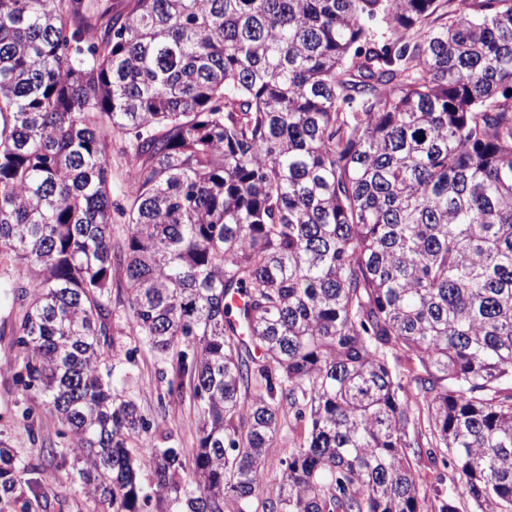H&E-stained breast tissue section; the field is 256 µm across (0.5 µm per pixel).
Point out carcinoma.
Masks as SVG:
<instances>
[{
  "label": "carcinoma",
  "mask_w": 512,
  "mask_h": 512,
  "mask_svg": "<svg viewBox=\"0 0 512 512\" xmlns=\"http://www.w3.org/2000/svg\"><path fill=\"white\" fill-rule=\"evenodd\" d=\"M461 2L0 0V299L102 512H459L424 459L512 512V0ZM115 269L187 457L114 389ZM283 477V467L279 463V454L275 453L269 458L264 471V483L262 498L275 495L278 485ZM425 463H427L426 460L422 461L419 466H417L416 477L422 484L423 488L427 489L428 496L433 499L436 493L434 490L436 489H438L442 496L452 495L453 481L451 479V474L445 472L446 477L442 483H439L435 479V474L425 466Z\"/></svg>",
  "instance_id": "1"
}]
</instances>
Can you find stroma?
Returning a JSON list of instances; mask_svg holds the SVG:
<instances>
[{"label":"stroma","instance_id":"35a3bbf8","mask_svg":"<svg viewBox=\"0 0 512 512\" xmlns=\"http://www.w3.org/2000/svg\"><path fill=\"white\" fill-rule=\"evenodd\" d=\"M123 276L112 273V364L118 389L132 398L150 424L148 439L158 448L190 449L197 445L199 418L189 396L170 393L174 376L134 336L123 299ZM24 312L22 302H0V445L11 448L30 470V491L4 512H102V506L77 472L70 441L48 410L35 406L17 379L16 324ZM57 449L53 462L42 451Z\"/></svg>","mask_w":512,"mask_h":512}]
</instances>
